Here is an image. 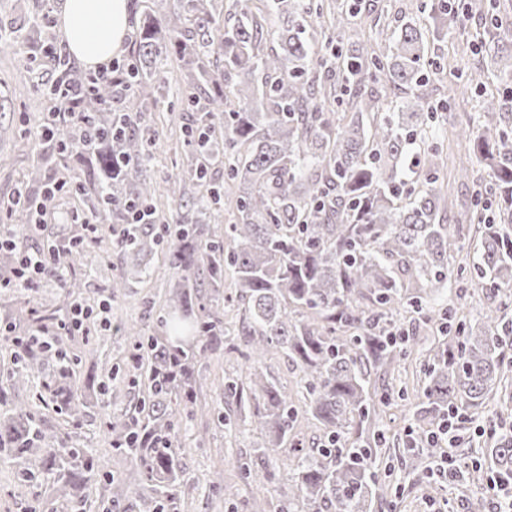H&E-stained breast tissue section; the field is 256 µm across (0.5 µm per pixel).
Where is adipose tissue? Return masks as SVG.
Listing matches in <instances>:
<instances>
[{
	"instance_id": "1",
	"label": "adipose tissue",
	"mask_w": 512,
	"mask_h": 512,
	"mask_svg": "<svg viewBox=\"0 0 512 512\" xmlns=\"http://www.w3.org/2000/svg\"><path fill=\"white\" fill-rule=\"evenodd\" d=\"M59 26L70 57L90 68L108 64L131 32L127 0H65Z\"/></svg>"
}]
</instances>
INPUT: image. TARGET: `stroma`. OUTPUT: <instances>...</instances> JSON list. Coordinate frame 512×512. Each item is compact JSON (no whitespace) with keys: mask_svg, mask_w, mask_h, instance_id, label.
I'll return each instance as SVG.
<instances>
[{"mask_svg":"<svg viewBox=\"0 0 512 512\" xmlns=\"http://www.w3.org/2000/svg\"><path fill=\"white\" fill-rule=\"evenodd\" d=\"M64 0H0V29H23L29 17L47 11L46 32H30L32 59L21 63L17 54L0 48V201L11 197L20 178L38 164L36 154L24 146L25 133L35 129L41 114L38 101L58 75L55 59L66 51L58 35L57 24ZM422 92L432 100L449 97L456 103L450 109L449 123L479 128L478 97L467 79H430ZM179 93L171 91V111L155 113L159 132L148 167L153 180L164 181L186 167L188 149L184 144L183 128L193 120L191 112L183 110ZM82 210L77 193H62L56 209L43 227L42 236L29 240L32 250L41 249L44 239L64 242L76 232V213ZM74 271L83 283V299L97 305L110 298L109 289L116 273H125L127 286L119 297L112 298L109 318L112 326L98 330L94 345H87L82 333L71 334L62 352L76 379L96 376L104 387L99 395L100 405L87 409L74 439L80 447L92 449L100 458L103 471L120 474L126 471L125 458L110 445L104 427L102 403H111L117 410H133L142 397V389L132 386L129 369L132 365L125 337L114 328L115 322L145 326L160 336L164 328L159 321L171 305L172 291L179 276L167 265L163 253L148 258L121 252L113 248L110 238H103L97 247L77 260L62 258L60 273ZM237 293L232 271H225L218 287L204 286L201 302L214 313L231 333H238L246 323L242 305L235 303ZM36 299L40 306L52 310L61 306L63 297L51 282L32 291L11 290L0 293V317L18 321L19 311L26 301ZM202 387L193 413L178 410L184 443L182 460L184 479L189 488L184 512H281L294 489L283 469L290 453L289 446L275 449L270 469L276 473L273 482L263 484L248 478L246 468L257 469L262 464L253 447L258 434L246 429L225 431L221 413L229 406L224 401L225 377L242 378L246 366L238 353L220 350L198 361L195 366ZM424 375L417 357H409L392 379L393 386H406L404 401L385 408L378 422L389 440L380 464L390 467L392 479L400 488L399 494L373 498L369 512H468L469 500L488 498L489 489L481 472L450 482H427L413 471L414 451L407 448L405 439L418 423L416 411L423 396ZM512 426V398L496 401L479 410L460 428L457 466L472 462L489 466L491 451L479 435L488 422ZM22 465L0 463V512H36L38 500L32 495L29 483L22 477Z\"/></svg>","mask_w":512,"mask_h":512,"instance_id":"1","label":"stroma"}]
</instances>
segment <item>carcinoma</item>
I'll use <instances>...</instances> for the list:
<instances>
[{"label":"carcinoma","instance_id":"obj_1","mask_svg":"<svg viewBox=\"0 0 512 512\" xmlns=\"http://www.w3.org/2000/svg\"><path fill=\"white\" fill-rule=\"evenodd\" d=\"M377 0H229L217 12L213 0H175L164 16L144 14L132 58L120 68L132 99L127 113L107 103L116 98L108 82L96 85L82 110L104 132L95 153L67 147L48 154L37 137L24 143L41 162L16 187L3 209L22 225L18 246L40 234L30 224L29 205L38 198L42 169L50 164L68 182L76 165L88 169L93 191L88 213L108 226L115 249L148 255L165 246L169 265L181 275L175 293L177 335L151 336L119 327L130 339L132 359L145 388L138 411L103 404L112 445L120 446L135 481L106 475L99 459L73 446L74 430L88 405L89 382L55 388L43 383L34 406L64 416L61 423L33 420L11 409L0 416V456L24 465L23 475L70 512L94 502L102 512H119L134 485L148 490L146 512H183L179 422L168 396L187 411L197 401L195 363L223 344L237 352L219 320L195 306L192 292L214 283L229 268L237 302L247 320L243 345L248 383L224 380V398L235 403L222 416L232 429L252 419L255 443L264 456L288 438L299 407L267 371L271 350L288 354L299 370L305 412L323 435L309 451L294 448L288 481L296 493L291 512H368L369 498L393 486L375 471L372 448L386 442L376 428L396 391L371 388L370 372L401 362L404 348L420 347L427 380L417 411L454 427L512 388V36L501 34L500 0H431L432 24L398 26L392 42L375 49L363 15L379 22ZM485 37L472 45L481 57L471 71L479 92L483 131L459 128L488 179H473L471 206L454 212L436 189L444 150L440 114L418 92L432 75H445L448 61L430 42L469 21ZM325 42L314 58L310 32ZM187 72L181 104L196 113L185 128L188 169L165 186L144 177L157 132L151 113L170 93L168 74ZM496 79L482 80L484 73ZM400 94L386 99L369 84ZM151 103L138 100L143 86ZM224 156V185L207 180L210 164ZM196 182L185 198L183 183ZM165 198L178 208L212 210L233 203L235 223L224 239L202 224L166 223L157 206ZM151 213L149 224H132L133 209ZM474 230L478 259L450 255L451 241ZM469 273L487 299L481 319L467 322L429 305L432 294ZM64 299L80 293L81 281L54 275ZM63 318L38 309L29 324L56 333L53 346H9L11 366L0 372V404L9 392L42 371L52 347L64 343ZM497 473L512 475V437L490 433ZM423 449L412 466L425 473L443 453L431 447L426 430L409 435Z\"/></svg>","mask_w":512,"mask_h":512}]
</instances>
